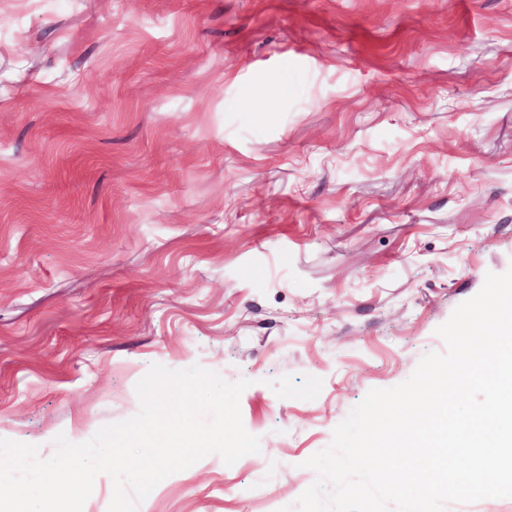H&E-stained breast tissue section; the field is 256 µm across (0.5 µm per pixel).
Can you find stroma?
<instances>
[{
	"instance_id": "obj_1",
	"label": "stroma",
	"mask_w": 512,
	"mask_h": 512,
	"mask_svg": "<svg viewBox=\"0 0 512 512\" xmlns=\"http://www.w3.org/2000/svg\"><path fill=\"white\" fill-rule=\"evenodd\" d=\"M512 269V0H0V438L234 382L260 453L138 512H298L303 466Z\"/></svg>"
}]
</instances>
